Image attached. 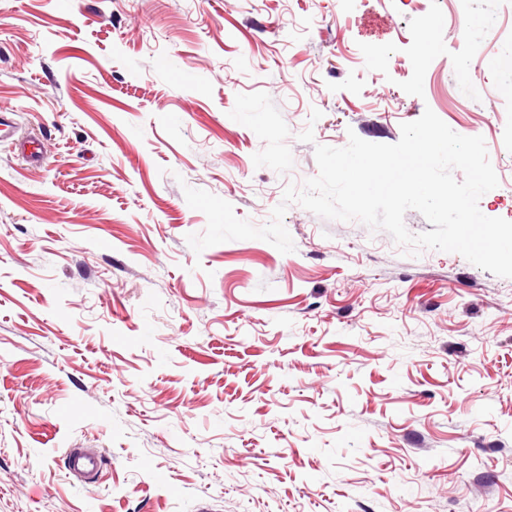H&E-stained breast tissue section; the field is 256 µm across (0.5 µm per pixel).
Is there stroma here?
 Instances as JSON below:
<instances>
[{"label": "stroma", "instance_id": "obj_1", "mask_svg": "<svg viewBox=\"0 0 512 512\" xmlns=\"http://www.w3.org/2000/svg\"><path fill=\"white\" fill-rule=\"evenodd\" d=\"M501 0H0V512H512V279L290 205L314 149L480 136ZM469 65L481 95L454 87ZM103 454L97 483L66 451Z\"/></svg>", "mask_w": 512, "mask_h": 512}]
</instances>
